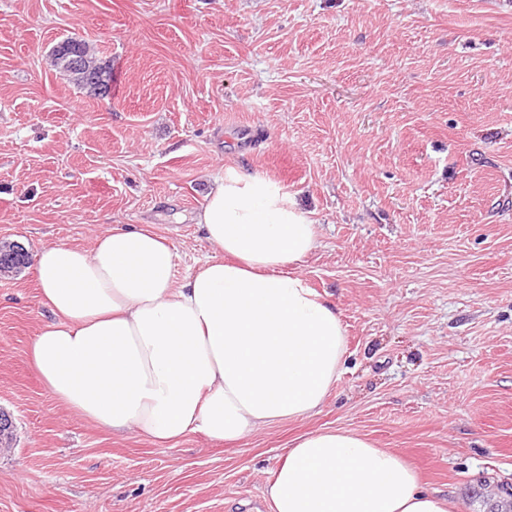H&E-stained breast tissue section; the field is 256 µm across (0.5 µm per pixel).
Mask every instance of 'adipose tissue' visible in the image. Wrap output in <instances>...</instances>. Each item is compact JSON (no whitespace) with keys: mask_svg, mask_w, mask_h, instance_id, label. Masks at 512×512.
Returning <instances> with one entry per match:
<instances>
[{"mask_svg":"<svg viewBox=\"0 0 512 512\" xmlns=\"http://www.w3.org/2000/svg\"><path fill=\"white\" fill-rule=\"evenodd\" d=\"M212 256L183 282L146 224L91 250L34 255L52 314L28 358L62 405L100 428L159 444L200 431L234 442L315 414L336 382L346 329L295 267L317 247L309 212L240 169L212 179L193 215ZM271 512H454L396 453L342 430L297 439L266 492Z\"/></svg>","mask_w":512,"mask_h":512,"instance_id":"1","label":"adipose tissue"}]
</instances>
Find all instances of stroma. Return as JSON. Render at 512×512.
<instances>
[{"mask_svg": "<svg viewBox=\"0 0 512 512\" xmlns=\"http://www.w3.org/2000/svg\"><path fill=\"white\" fill-rule=\"evenodd\" d=\"M110 62L91 98L50 63ZM243 169L310 212L299 266L347 331L316 415L224 444L115 435L59 404L28 349L33 267L0 278V512H270L292 441L345 429L456 512L512 483V0H0V240L28 252L149 224L184 280L192 215ZM65 42V45H61L62 42ZM57 44V46L53 50L54 62L58 69L66 76L70 81H72L77 87L80 89H87L91 94L96 95L88 86V82L86 80V74L80 71L71 70L68 66L69 59L75 54H85L91 60L93 64H96L101 68L103 75L105 76L107 84L112 85V72L111 67L97 63L92 56L89 54V49L85 42L76 38H67ZM81 59L79 56H74L71 58V65L73 67H80Z\"/></svg>", "mask_w": 512, "mask_h": 512, "instance_id": "stroma-1", "label": "stroma"}]
</instances>
